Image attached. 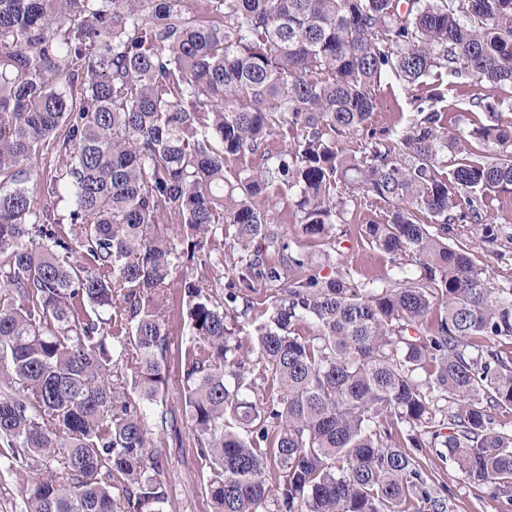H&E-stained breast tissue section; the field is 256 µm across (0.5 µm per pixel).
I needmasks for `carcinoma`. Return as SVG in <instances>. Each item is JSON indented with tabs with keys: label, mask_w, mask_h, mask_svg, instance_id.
Here are the masks:
<instances>
[{
	"label": "carcinoma",
	"mask_w": 512,
	"mask_h": 512,
	"mask_svg": "<svg viewBox=\"0 0 512 512\" xmlns=\"http://www.w3.org/2000/svg\"><path fill=\"white\" fill-rule=\"evenodd\" d=\"M433 70L512 85V0H0V471L22 476L17 512H168L173 365L213 512H447L424 448L512 506L496 420L512 359L493 346L512 340V288L448 243L457 224L498 239L486 200L512 193V129L480 96L470 128L421 106L400 131L369 126L382 78L410 90ZM249 156L263 165L232 167ZM276 190L334 275L285 241ZM357 192L385 211L362 240L417 278L358 286L336 262ZM183 262L227 287L172 280ZM172 288L170 290L171 298L174 297V303L172 304V299H170V305L166 317V329L168 330L169 336H171L175 342V347L177 344L180 345L181 340L185 342L188 338L187 334V325H185L186 318L181 314L179 305L175 301V293L176 289Z\"/></svg>",
	"instance_id": "carcinoma-1"
}]
</instances>
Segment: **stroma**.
<instances>
[{"label":"stroma","instance_id":"stroma-1","mask_svg":"<svg viewBox=\"0 0 512 512\" xmlns=\"http://www.w3.org/2000/svg\"><path fill=\"white\" fill-rule=\"evenodd\" d=\"M435 85L440 86L443 92L442 99L434 104L435 110L450 115L454 126L462 128L470 127L473 120L482 115L481 109L471 103L475 95L486 94L491 101L512 100V88L486 92L470 77L456 79L434 74L412 93L390 78L383 81L377 91L378 106L371 116L372 125L393 130L406 127L417 117L414 96H428ZM487 205L492 221L504 234L503 239L487 241L482 226L472 224L458 225L454 235L471 246L478 264L492 274L494 282H512V194L490 195ZM351 210L353 215L349 223L337 225L336 232L341 236V262L352 281L361 284L394 275L416 278L418 269L414 262L407 261L402 268H395L386 255L370 248L359 236L360 225L382 219L383 210L370 206L361 197L356 199ZM159 453L162 460L160 478L167 484L171 496L170 512H209V503L200 482L201 467L192 445L169 440ZM421 458L433 460V467L427 470L430 483L438 493L450 495L452 512H504L500 499L492 497L490 489L472 488L455 466L434 461L432 451L423 450Z\"/></svg>","mask_w":512,"mask_h":512}]
</instances>
